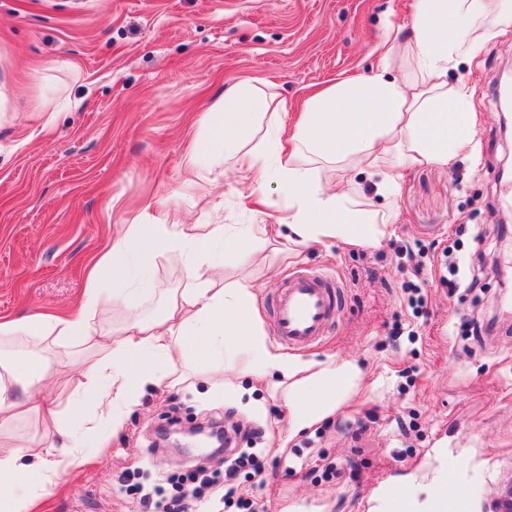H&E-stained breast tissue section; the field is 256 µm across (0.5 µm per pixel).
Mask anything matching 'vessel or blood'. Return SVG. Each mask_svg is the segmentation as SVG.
<instances>
[{"label":"vessel or blood","mask_w":512,"mask_h":512,"mask_svg":"<svg viewBox=\"0 0 512 512\" xmlns=\"http://www.w3.org/2000/svg\"><path fill=\"white\" fill-rule=\"evenodd\" d=\"M345 301V285L314 271L288 277L272 303V337L290 349L327 336Z\"/></svg>","instance_id":"1"}]
</instances>
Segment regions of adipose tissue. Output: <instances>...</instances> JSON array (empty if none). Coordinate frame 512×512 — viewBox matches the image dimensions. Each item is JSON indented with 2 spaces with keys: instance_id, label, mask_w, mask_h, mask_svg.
I'll use <instances>...</instances> for the list:
<instances>
[{
  "instance_id": "obj_1",
  "label": "adipose tissue",
  "mask_w": 512,
  "mask_h": 512,
  "mask_svg": "<svg viewBox=\"0 0 512 512\" xmlns=\"http://www.w3.org/2000/svg\"><path fill=\"white\" fill-rule=\"evenodd\" d=\"M409 24L412 84L380 74L329 86L306 102L290 129L281 122L286 105L270 87H232L205 114V134L184 155L185 170L204 181L239 158L246 164L243 178L255 190L276 175L286 245H379L391 212L355 194L328 192L321 169L347 166L379 176V190L393 197L405 167L445 165L471 146L475 122L468 93L462 87L449 91L448 73L512 24V0H415ZM270 230L246 224L232 233L221 224H162L139 214L122 222L108 248L92 258L78 314L0 321V418L35 414L46 441L36 451L0 443V512H31L37 498L89 461L88 442L102 443L123 428L145 389L220 371L234 394L248 383L280 387L293 435L335 414L359 390L362 371L355 361H315L271 347L250 280H225L216 251L244 266L256 264ZM165 251L179 256L184 286L159 315L141 316L130 263L147 265ZM110 302L123 304L130 316L105 330L93 315ZM51 336L94 356L105 354L85 364V387L64 405L37 394L44 382L65 377L60 362L34 349L20 354L12 348L22 338ZM435 462L431 494L420 497L415 486L386 490L377 494L373 512H394L398 500L403 512H447L448 462L440 456Z\"/></svg>"
}]
</instances>
